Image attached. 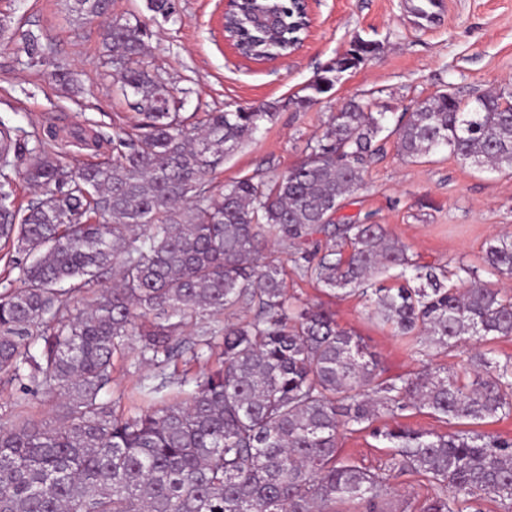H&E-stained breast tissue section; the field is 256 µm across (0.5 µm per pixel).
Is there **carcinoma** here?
I'll use <instances>...</instances> for the list:
<instances>
[{
	"label": "carcinoma",
	"mask_w": 512,
	"mask_h": 512,
	"mask_svg": "<svg viewBox=\"0 0 512 512\" xmlns=\"http://www.w3.org/2000/svg\"><path fill=\"white\" fill-rule=\"evenodd\" d=\"M75 20L105 24L103 56L138 120L112 134V159L63 168L59 131L36 144L0 122V245L27 257L21 286L0 293V385L24 398L57 393L49 424L0 423V512H391L388 478L336 455L341 431H368L393 448L392 470L435 486L418 512H512V437L470 429L512 415V357L492 343L512 336V294L480 278L512 277V234L498 233L480 265L417 263L380 224L338 222L346 196L382 149L385 113L355 100L308 143L306 158L267 180L253 175L214 189L224 155L275 116L274 107L179 112L167 79L147 60L146 31L111 14L112 0H66ZM439 0H417L426 22ZM280 15L277 38L251 22ZM241 47L260 57L290 51L301 35L296 0H244L232 21ZM9 32L0 19V36ZM11 33V32H9ZM29 64H48L40 38L11 33ZM376 46L356 40L308 86V104ZM500 93L464 102L441 92L401 116L392 133L411 159L448 150L479 169L512 171V108ZM41 195L15 208V176ZM334 295H354L425 356L471 345L470 367L385 378L375 353L322 304L287 294L283 262ZM395 270L394 283L378 275ZM114 282L69 317L68 296L107 272ZM457 282H451L450 276ZM225 322L219 365L186 402L114 414L101 400L114 358L131 337L166 362L179 329L205 315ZM427 409L446 432L391 426Z\"/></svg>",
	"instance_id": "cac0c4a2"
}]
</instances>
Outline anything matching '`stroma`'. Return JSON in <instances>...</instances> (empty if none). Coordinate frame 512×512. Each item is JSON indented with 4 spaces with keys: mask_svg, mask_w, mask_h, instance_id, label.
<instances>
[{
    "mask_svg": "<svg viewBox=\"0 0 512 512\" xmlns=\"http://www.w3.org/2000/svg\"><path fill=\"white\" fill-rule=\"evenodd\" d=\"M443 3L428 23L411 13V0H310L312 27L302 49L288 59L252 66L238 64L228 53L214 24L220 0H172L167 16L150 10L148 0H113L112 12L150 31L148 58L162 69L183 115L275 104V119L226 154L217 168L216 182L227 183L256 172L274 177L297 165L306 157L309 141L352 98L379 106L392 128L403 113L439 92L467 102L489 91L512 90V0ZM0 14L11 27L39 34L49 57L66 64L79 87L78 92H64L50 67H29L14 43L0 41V120L26 135L50 126H80L97 133L102 145L96 150L71 139L58 143L67 167L110 157L113 127L132 118L133 111L116 95L113 72L104 63L103 23L77 22L64 0H0ZM357 39L376 43V52L333 90L301 105L317 73ZM340 214L385 225L419 264H471L488 237L512 231V172L481 171L445 151L409 159L391 136L382 154L366 166L363 187L345 200ZM286 282L289 292L328 306L342 327L361 336L377 353L386 377L452 362L440 351L412 355L358 297H333L292 275ZM217 364V357L196 359L187 352L160 366L144 359L140 342L131 340L114 359L107 401L126 416L144 406L145 386L157 387L158 403L186 401L196 377ZM58 404L55 398L24 401L17 391H0V422L20 414L50 423L59 413ZM392 454L369 433L340 434L338 458L385 474Z\"/></svg>",
    "mask_w": 512,
    "mask_h": 512,
    "instance_id": "stroma-1",
    "label": "stroma"
}]
</instances>
